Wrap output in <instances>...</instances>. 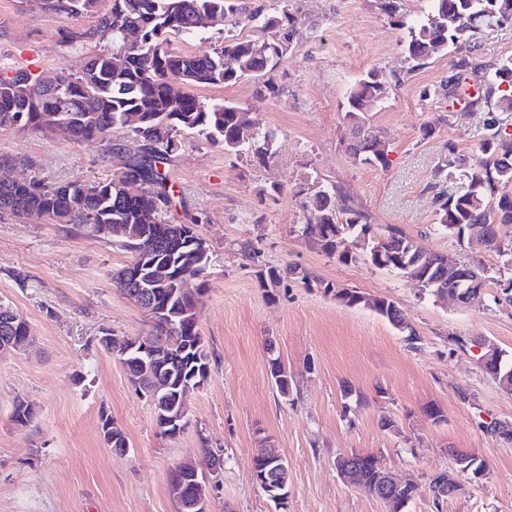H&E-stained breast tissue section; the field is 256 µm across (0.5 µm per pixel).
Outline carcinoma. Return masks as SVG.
<instances>
[{"label": "carcinoma", "mask_w": 512, "mask_h": 512, "mask_svg": "<svg viewBox=\"0 0 512 512\" xmlns=\"http://www.w3.org/2000/svg\"><path fill=\"white\" fill-rule=\"evenodd\" d=\"M427 11L407 25L404 51L416 63L452 50L455 74L445 86L446 95L457 96L471 70L469 53L478 32L485 27L512 23V0H426ZM100 0H40L41 8L55 14L97 17L96 28L75 33L71 41L84 46L89 40H108L111 46L89 55L81 72L65 69L46 80L27 68L7 67L0 82V128L32 130L60 136L76 143H98L112 150V132L126 130L134 146L124 149L119 169L112 176L47 185L38 179L16 181L10 172L17 159L0 155V215L46 224L71 225L130 254L131 260L112 274V282L126 298L142 297L160 313L158 323L138 336L112 340L99 337L105 351L131 348L117 356L129 381L140 391L158 381L161 392L152 403L160 433L176 436L188 425V400L210 376V355L199 334V300L206 291V275L213 254L197 233L199 219L175 224L168 215L173 184L168 166L182 146L185 133L195 134L227 153L243 154L255 147L258 155L268 148L259 142L273 140L271 132L250 118L246 109L224 99H202L194 87L233 86L242 80L262 82L259 95H273L276 87L266 75L288 53L296 34L288 10L265 17L244 0H112L99 11ZM225 19L233 27L252 25L261 35L228 36L224 43L202 55L171 48V37L194 36ZM138 32L130 43L127 34ZM388 77L371 69L358 78L343 104L352 125L354 143L348 151L361 163H387L388 147L366 125L371 112L388 94ZM471 105H488L487 137L480 144L482 158L459 166L461 190L437 198L438 230L458 239L469 238L470 229L497 225L498 232L483 237L485 247L503 259L500 270L512 272V133L492 117L493 111L512 112V59L491 65L480 80ZM310 213L299 225L300 236L313 242L328 257L352 260L344 242L369 238L364 260L377 268L394 269L417 282L420 290L437 299L448 297L445 257L419 250L400 228L370 223V217L340 186L320 185L305 197ZM196 282V291L181 282ZM348 306L367 308L395 329L404 323L393 301L356 289L324 285ZM21 351L31 344L27 320L0 305V341ZM269 374L280 395L292 391V380L280 358L269 360ZM35 417L31 405L19 400L13 422L29 426ZM106 443L120 448L127 437L114 422L101 417ZM377 456L351 455L357 479L354 486L381 497ZM257 477L276 481L277 472L261 457L253 458ZM183 492L202 491L196 466H179Z\"/></svg>", "instance_id": "carcinoma-1"}]
</instances>
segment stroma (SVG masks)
Listing matches in <instances>:
<instances>
[{"mask_svg":"<svg viewBox=\"0 0 512 512\" xmlns=\"http://www.w3.org/2000/svg\"><path fill=\"white\" fill-rule=\"evenodd\" d=\"M391 2L387 13L379 0H249L265 15L286 8L295 18L293 48L271 73L276 95L258 98L252 80L196 90L250 110L275 139L262 158L228 155L187 134L169 166L181 199L171 217L198 218L213 253L199 318L211 372L192 394L179 435L160 433L150 402L98 342L104 331L148 329L142 310L112 283L128 254L67 226L0 220V304L22 315L32 334L26 350L0 356V512H176L170 469L188 460L204 467L210 447L225 459L219 487L205 489L211 512H276L251 471L264 436L289 464L288 512H385L338 476L336 458L354 452L375 453L416 484L407 512H435L430 478L452 466L456 451L477 455L487 474L444 512H512V442L490 431L496 422L512 424V393L481 367L475 345L493 341L512 358V302L501 301L498 282L488 281L466 305L438 301L360 259L357 244L349 246L355 261L344 264L296 232L308 217L302 190L334 183L372 223L400 227L424 251L492 271L500 265L496 253L475 252L434 225L437 197L460 183L435 181L433 171L452 144L467 163L480 159L487 110L445 96L453 55L419 66L407 60L405 25L426 0ZM95 24L91 15L45 12L39 0H0V63L37 74L80 72L88 52L69 36ZM508 58L512 25L478 34L473 67ZM371 69L390 82L369 117L388 145L384 166L354 162L347 151L351 126L342 105ZM131 144L123 131L107 148L0 129V155L22 161L16 177L47 184L113 174ZM245 241L255 257L241 253ZM290 266L296 274L276 285L258 276ZM322 280L391 299L413 334L346 306L319 288ZM271 344L292 378L290 396L271 381ZM346 387L353 397H343ZM19 400L36 413L25 428L12 421ZM430 404L442 408L444 421L427 419ZM104 413L126 433L128 453L105 444Z\"/></svg>","mask_w":512,"mask_h":512,"instance_id":"1","label":"stroma"}]
</instances>
